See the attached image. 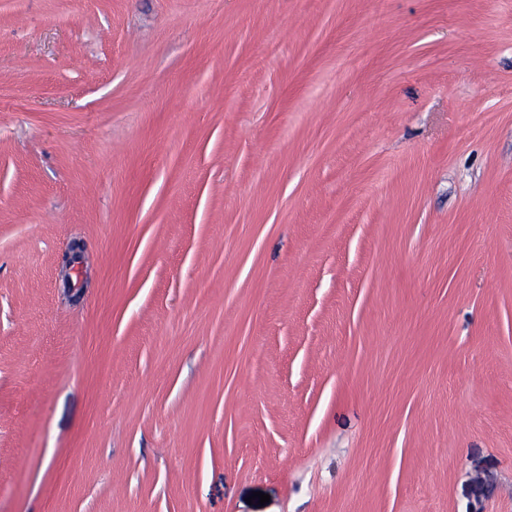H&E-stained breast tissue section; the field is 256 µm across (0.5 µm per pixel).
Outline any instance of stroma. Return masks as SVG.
<instances>
[{
    "mask_svg": "<svg viewBox=\"0 0 512 512\" xmlns=\"http://www.w3.org/2000/svg\"><path fill=\"white\" fill-rule=\"evenodd\" d=\"M0 512H512V0H0Z\"/></svg>",
    "mask_w": 512,
    "mask_h": 512,
    "instance_id": "1",
    "label": "stroma"
}]
</instances>
